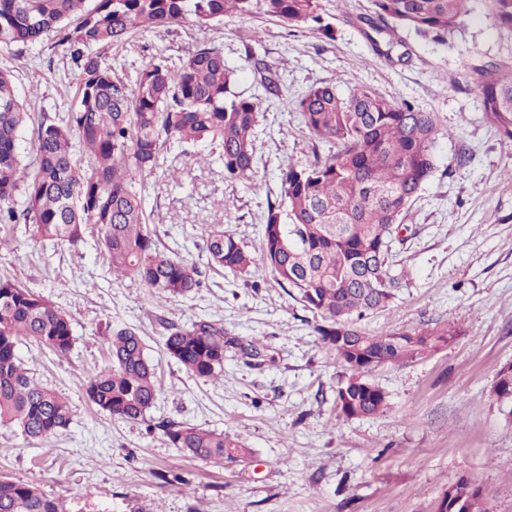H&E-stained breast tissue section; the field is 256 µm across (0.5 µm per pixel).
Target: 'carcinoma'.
Segmentation results:
<instances>
[{"label":"carcinoma","instance_id":"carcinoma-1","mask_svg":"<svg viewBox=\"0 0 512 512\" xmlns=\"http://www.w3.org/2000/svg\"><path fill=\"white\" fill-rule=\"evenodd\" d=\"M264 12L296 30L336 40L320 0H261ZM471 0H371L364 24L394 35L404 29L446 46L471 14ZM498 30L512 37V0H486ZM253 0H0V47L35 43L53 33L77 65V104L66 122L34 116L16 94L14 76L0 69V224L19 218L33 235L60 246L85 241L89 227L115 277L139 281L157 298L184 296L200 287L196 267L161 250L148 227L144 193L166 145L199 143L218 153L224 177L253 183L256 129L263 112L257 98L235 91L224 51L203 45L178 66L158 56L129 85L99 48L117 46L132 34L187 20L208 28L229 14L246 16ZM247 61L265 90L280 95L268 63L252 48ZM472 91L500 135L512 141V64L488 61L476 68ZM293 109L313 142L306 167L281 169V199L263 217L262 264L234 236L203 227L211 262L233 272L267 271L295 289L320 315L322 345L349 372L336 394L338 416L365 418L383 412L387 395L368 378L373 366L413 361L454 338L447 325L368 334L356 326L366 313L395 298L401 276L391 273L393 235L433 175V147L441 125L433 112L370 88L343 96L332 83L297 95ZM37 122L34 167L22 164L19 140ZM88 151L83 172L72 143ZM324 146L326 150L319 151ZM25 186V208L13 207ZM111 363L86 383L89 400L109 416L144 419L157 399L156 367L137 329L108 328ZM34 344L57 355L73 347L71 322L46 296L0 276V425L29 439L66 430L72 411L66 399L37 382L19 356ZM234 341L212 320L172 324L164 349L185 371L205 381L224 376V352ZM496 402L512 417V368L500 373ZM169 445L186 456L222 465L243 462L251 450L237 437L196 426L164 425ZM446 512H487L482 490L466 479L440 500ZM0 512H67L35 484L0 475Z\"/></svg>","mask_w":512,"mask_h":512}]
</instances>
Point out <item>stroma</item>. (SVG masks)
<instances>
[{"mask_svg": "<svg viewBox=\"0 0 512 512\" xmlns=\"http://www.w3.org/2000/svg\"><path fill=\"white\" fill-rule=\"evenodd\" d=\"M321 5L334 18L335 40L290 29L258 8L211 28L188 21L104 49L132 81L153 56L176 66L215 42L238 91L256 97L263 89L245 60L251 43L285 97L263 104L254 184L225 180L218 157L196 161L192 145L159 154L160 173L145 191L150 230L161 249L198 268L201 286L188 295L159 299L135 279L113 277L96 232L60 247L35 238L31 225L0 224V276L50 297L74 336L64 356L20 346L34 378L69 401L72 422L45 440L0 427V474L36 483L68 512H434L461 479L485 491L487 512H512V418L493 393L512 366V146L465 88L484 61H512V38L495 29L484 0H473L471 18L444 48L404 30L369 39L360 17L370 0ZM0 69L13 71L31 111L63 117L74 109L76 65L54 36L0 48ZM328 82L342 94L366 86L407 100L442 124L436 170L394 235L392 271L403 274L402 286L389 307L357 325L376 334L446 324L456 336L428 357L373 368L368 377L388 407L368 418L337 416L346 371L320 344L317 314L272 275L213 268L202 235L203 225L220 224L258 253L281 169L313 159L290 100ZM199 318L219 321L240 343H261L262 358L230 346L223 380L191 376L165 354L164 341L168 324ZM110 322L138 328L156 366L159 394L141 421L110 417L85 392L108 363ZM169 423L230 433L252 454L222 466L187 457L168 444L161 427ZM168 471L183 473L189 486L164 484Z\"/></svg>", "mask_w": 512, "mask_h": 512, "instance_id": "stroma-1", "label": "stroma"}]
</instances>
